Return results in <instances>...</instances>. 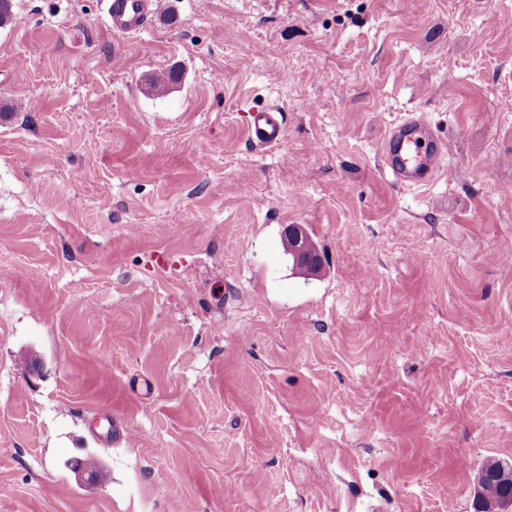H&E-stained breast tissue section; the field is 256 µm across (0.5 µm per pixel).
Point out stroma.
<instances>
[{
  "label": "stroma",
  "mask_w": 512,
  "mask_h": 512,
  "mask_svg": "<svg viewBox=\"0 0 512 512\" xmlns=\"http://www.w3.org/2000/svg\"><path fill=\"white\" fill-rule=\"evenodd\" d=\"M106 13L0 26V512H476L512 459V0ZM411 114L425 187L381 166ZM161 7L158 0H111L107 10V23L121 33H136L145 19ZM285 134V119L280 107L267 105L250 111L246 137L251 144L261 147L277 146L282 143ZM381 152L383 169L393 180L421 187L438 174L447 147L423 119L408 116L389 129ZM286 236L289 238L288 255L292 257L293 265L297 269L305 268L310 271L321 269V258L302 225H288Z\"/></svg>",
  "instance_id": "obj_1"
}]
</instances>
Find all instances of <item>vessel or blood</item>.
I'll list each match as a JSON object with an SVG mask.
<instances>
[{
    "instance_id": "vessel-or-blood-1",
    "label": "vessel or blood",
    "mask_w": 512,
    "mask_h": 512,
    "mask_svg": "<svg viewBox=\"0 0 512 512\" xmlns=\"http://www.w3.org/2000/svg\"><path fill=\"white\" fill-rule=\"evenodd\" d=\"M161 7L160 0H111L107 23L121 33L142 29L145 19ZM286 127L283 111L275 105L251 110L246 137L256 146L282 143ZM447 155L444 141L420 118H404L389 129L381 148L383 168L393 180L414 186L428 185L438 174Z\"/></svg>"
}]
</instances>
